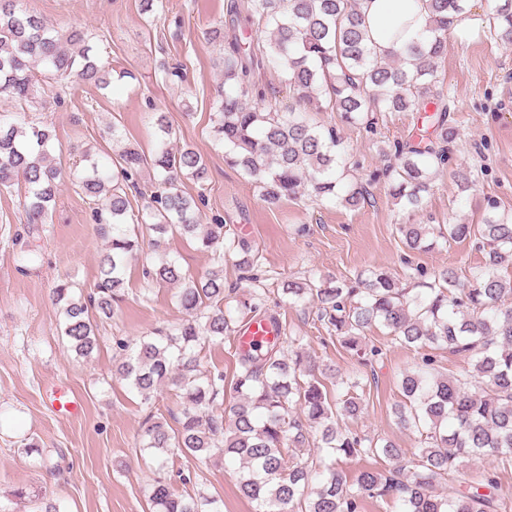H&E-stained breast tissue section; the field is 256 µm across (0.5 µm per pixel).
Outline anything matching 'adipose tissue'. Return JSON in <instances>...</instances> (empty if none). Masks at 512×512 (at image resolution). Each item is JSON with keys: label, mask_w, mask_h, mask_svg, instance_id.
Segmentation results:
<instances>
[{"label": "adipose tissue", "mask_w": 512, "mask_h": 512, "mask_svg": "<svg viewBox=\"0 0 512 512\" xmlns=\"http://www.w3.org/2000/svg\"><path fill=\"white\" fill-rule=\"evenodd\" d=\"M362 15L372 43L380 52L406 49L428 35L422 0H364Z\"/></svg>", "instance_id": "1"}]
</instances>
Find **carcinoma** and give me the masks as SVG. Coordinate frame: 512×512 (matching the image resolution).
<instances>
[{
  "mask_svg": "<svg viewBox=\"0 0 512 512\" xmlns=\"http://www.w3.org/2000/svg\"><path fill=\"white\" fill-rule=\"evenodd\" d=\"M22 0H0V98L15 109L0 113V192L25 187L29 224H44L60 187L54 162L55 135L33 120L41 85L49 81L109 84L112 66L75 27L61 32L21 7ZM466 0H425L429 39L401 53L380 55L370 42L362 0H247L227 5L225 27L210 32L224 47V93L214 112V135L228 164L250 177L269 204L314 197L346 208L371 203L370 186L388 184L391 197L408 213L395 230L410 252L428 251L439 240H470L482 255L477 270L461 278L458 269L432 273L408 267L399 279L382 269L342 280L281 282L290 306L315 309L316 320L358 362L368 366L382 348L367 336L379 325L391 343L410 347L421 362L402 373V400L392 406L397 424L419 436L418 453L405 461L390 441L358 435L345 426L363 411L365 384L341 382L331 395L322 371L305 345L288 350L273 344L260 351H236L231 381L224 370H205L201 351L235 332L234 314L260 317L281 331L279 315L266 308L257 285L261 255L220 221L202 224L199 201L185 195L182 179L202 182L206 163L189 145L169 148L167 118L155 114L160 132L151 158L126 148L119 161L89 165L76 176L81 192L104 201L112 235L100 262L94 292L73 293L58 283L53 301L63 317L61 335L77 355L98 348V321L112 318L124 296L129 257L150 236L160 249L170 232L207 249L237 256L243 279L254 284L232 306L226 302L224 269L196 277L182 273L162 253L146 271L151 280L178 284L177 300L186 318L172 329H157L136 341L118 339L115 373L148 403L163 386L181 391L178 427L149 418L141 455L157 477L148 494L150 512H221L219 501L201 491L177 493L168 474L175 457L207 461L217 455L238 464L237 485L254 512H360L368 499L393 498L399 512H498L494 474L468 472L472 458L512 459V215L487 200L479 224H417L409 214L423 210L433 176L454 156L457 129L448 122V94L439 63L448 32ZM232 31L224 39V30ZM490 39L512 43V0L488 18ZM281 78L309 110L282 112L268 101L267 74ZM313 112H337L348 124L373 128L375 114L423 112L421 140H395L383 150L387 165L368 178L349 177L348 149L334 127L313 122ZM151 163L159 174L139 210L129 193L145 196L135 175ZM446 349L466 360L451 376L434 372L428 350ZM231 400L224 402L225 392ZM383 461L353 475L340 458ZM486 492H480V489Z\"/></svg>",
  "mask_w": 512,
  "mask_h": 512,
  "instance_id": "carcinoma-1",
  "label": "carcinoma"
}]
</instances>
